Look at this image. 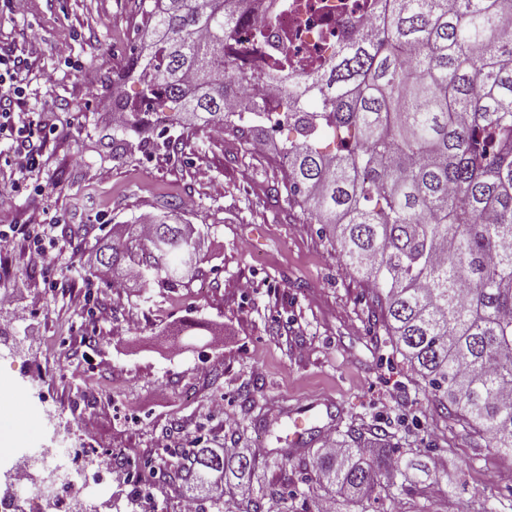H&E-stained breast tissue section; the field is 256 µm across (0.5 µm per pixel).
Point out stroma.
<instances>
[{
  "label": "stroma",
  "instance_id": "1",
  "mask_svg": "<svg viewBox=\"0 0 512 512\" xmlns=\"http://www.w3.org/2000/svg\"><path fill=\"white\" fill-rule=\"evenodd\" d=\"M146 25L141 0H29L23 16L0 0V54L26 65L19 109L47 136L23 172L0 137V230L17 236L0 253V293L13 298L0 324L22 339L15 352L0 338V410L16 412L0 426L24 431L0 471L53 439L104 449L133 463L152 512H179L177 451L209 445L247 449L260 482L237 498L273 481L281 512H512V457L435 409L329 227L273 196L286 177L278 137L258 154L229 130L172 126L164 111L149 124L165 138L115 140L112 96L138 90L122 72ZM162 215L200 232L184 286L112 288L94 276L98 238ZM309 404L328 430L296 453L277 421ZM350 429L392 434L429 475L389 495L382 474L363 502L344 503L311 461L328 434ZM73 480L101 512H136L124 481L94 464Z\"/></svg>",
  "mask_w": 512,
  "mask_h": 512
}]
</instances>
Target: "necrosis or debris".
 I'll use <instances>...</instances> for the list:
<instances>
[{
    "mask_svg": "<svg viewBox=\"0 0 512 512\" xmlns=\"http://www.w3.org/2000/svg\"><path fill=\"white\" fill-rule=\"evenodd\" d=\"M379 14L372 0H279L273 13L274 41L251 49L237 69L260 75L277 57L287 58L293 69H311L327 61L338 44L354 38L355 23H370Z\"/></svg>",
    "mask_w": 512,
    "mask_h": 512,
    "instance_id": "necrosis-or-debris-1",
    "label": "necrosis or debris"
}]
</instances>
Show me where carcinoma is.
<instances>
[{
    "mask_svg": "<svg viewBox=\"0 0 512 512\" xmlns=\"http://www.w3.org/2000/svg\"><path fill=\"white\" fill-rule=\"evenodd\" d=\"M248 0H151L152 41L127 70L140 90L112 97L123 132L170 103L184 124L221 129L266 113L226 96L239 84L224 34ZM265 75L287 99L282 151L288 201L334 226L347 265L376 290L383 318L412 369L447 411L512 455V0H390L364 38L295 73ZM331 140L334 148L321 145ZM195 228L127 224L98 247L112 278L181 285L196 259ZM340 455L312 461L321 483L357 504L385 471L413 482L421 464L395 455L390 436L350 431ZM182 480L204 471L228 488L251 481L247 453L185 452Z\"/></svg>",
    "mask_w": 512,
    "mask_h": 512,
    "instance_id": "obj_1",
    "label": "carcinoma"
}]
</instances>
